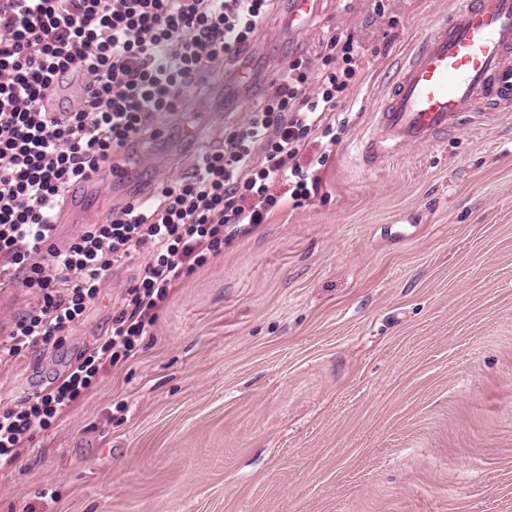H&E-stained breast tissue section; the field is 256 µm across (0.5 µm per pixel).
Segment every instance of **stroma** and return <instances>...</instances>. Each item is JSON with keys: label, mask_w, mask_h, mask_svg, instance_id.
Listing matches in <instances>:
<instances>
[{"label": "stroma", "mask_w": 512, "mask_h": 512, "mask_svg": "<svg viewBox=\"0 0 512 512\" xmlns=\"http://www.w3.org/2000/svg\"><path fill=\"white\" fill-rule=\"evenodd\" d=\"M452 0H280L252 80L186 91L164 138L120 150L148 198L245 122L274 65L361 45L320 198L273 213L176 288L134 357L101 370L0 468V512H512V109L386 161L359 157L407 55ZM210 122L200 143L182 128ZM137 260L60 340L0 368V400L52 390L110 324ZM55 497H48V490Z\"/></svg>", "instance_id": "1"}]
</instances>
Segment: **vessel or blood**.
Returning <instances> with one entry per match:
<instances>
[{
  "instance_id": "obj_1",
  "label": "vessel or blood",
  "mask_w": 512,
  "mask_h": 512,
  "mask_svg": "<svg viewBox=\"0 0 512 512\" xmlns=\"http://www.w3.org/2000/svg\"><path fill=\"white\" fill-rule=\"evenodd\" d=\"M512 108V0H453L400 68L362 147L379 163Z\"/></svg>"
}]
</instances>
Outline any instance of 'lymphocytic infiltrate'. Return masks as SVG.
Returning a JSON list of instances; mask_svg holds the SVG:
<instances>
[{
  "mask_svg": "<svg viewBox=\"0 0 512 512\" xmlns=\"http://www.w3.org/2000/svg\"><path fill=\"white\" fill-rule=\"evenodd\" d=\"M271 0H0V286L18 282L37 303L0 343V365L47 345L72 325L112 268L145 255L93 351L46 394L0 407V458L62 417L104 364L135 356L174 289L289 202L319 196L300 161L323 139L325 165L339 141L332 117L360 68L352 36L330 35L319 64L302 56L273 74V91L193 172L153 197L126 202L66 247L51 241L53 215L70 188L178 111L208 72L242 60ZM81 88L57 120L40 103L53 86Z\"/></svg>",
  "mask_w": 512,
  "mask_h": 512,
  "instance_id": "lymphocytic-infiltrate-1",
  "label": "lymphocytic infiltrate"
}]
</instances>
